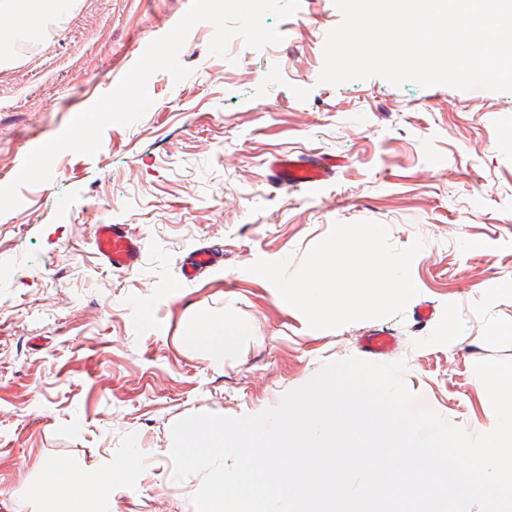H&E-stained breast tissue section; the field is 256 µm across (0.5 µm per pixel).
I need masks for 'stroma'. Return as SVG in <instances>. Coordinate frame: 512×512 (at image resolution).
Masks as SVG:
<instances>
[{"instance_id":"35a3bbf8","label":"stroma","mask_w":512,"mask_h":512,"mask_svg":"<svg viewBox=\"0 0 512 512\" xmlns=\"http://www.w3.org/2000/svg\"><path fill=\"white\" fill-rule=\"evenodd\" d=\"M191 0H75L44 39L17 42L0 65V186L26 155L60 134L77 110L112 91ZM342 21L333 0H300L265 25L282 43L234 38L210 54V24L190 31L174 81L153 74L139 121L113 124L91 156L60 153L50 182L23 187L0 214V512H52L62 477L112 478V512H194L202 478L178 482L172 428L198 412L256 414L306 383L328 360L362 356L385 330L393 361L420 406L454 427L484 432L494 411L477 361L512 359V92L460 91L383 79L319 83L326 34ZM333 155L316 196L266 181L278 155ZM373 221L398 248L415 239L419 293L403 319L310 328L257 260L298 270L335 223ZM98 224H127L143 260L112 270L92 244ZM224 258L196 281L180 276L196 246ZM150 304V320L138 312ZM433 310L421 324L422 305ZM199 310L245 322L249 333L212 366L180 332Z\"/></svg>"}]
</instances>
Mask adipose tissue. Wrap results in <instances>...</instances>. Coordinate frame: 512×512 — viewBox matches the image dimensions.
<instances>
[{"label": "adipose tissue", "mask_w": 512, "mask_h": 512, "mask_svg": "<svg viewBox=\"0 0 512 512\" xmlns=\"http://www.w3.org/2000/svg\"><path fill=\"white\" fill-rule=\"evenodd\" d=\"M72 0H0V13H8L13 26L10 33H0V63L11 59L16 39L36 42L42 39L50 19L67 14ZM247 328L221 314L200 311L181 332L184 345L205 350L213 363L224 359V347L245 335ZM111 478L87 473L76 475L67 483L55 512H110Z\"/></svg>", "instance_id": "1"}]
</instances>
